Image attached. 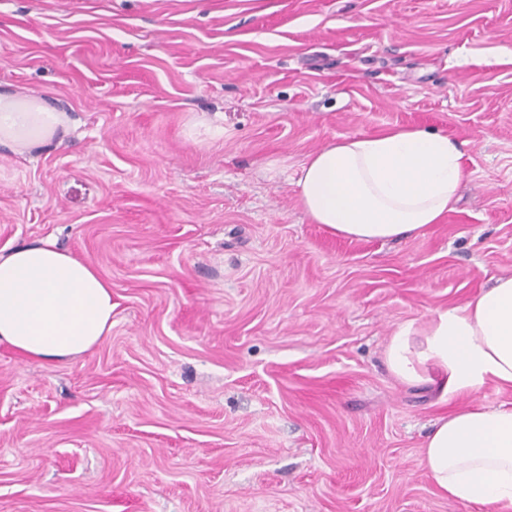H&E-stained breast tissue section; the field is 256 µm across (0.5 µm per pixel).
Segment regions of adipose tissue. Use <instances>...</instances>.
<instances>
[{
  "label": "adipose tissue",
  "instance_id": "ef3b65f1",
  "mask_svg": "<svg viewBox=\"0 0 512 512\" xmlns=\"http://www.w3.org/2000/svg\"><path fill=\"white\" fill-rule=\"evenodd\" d=\"M65 113L34 98L0 93V145L26 152L60 140ZM463 153L447 134L400 128L354 135L311 153L296 179L314 223L356 240L422 233L453 210ZM112 331V286L87 261L52 241L0 257V343L46 361L73 359ZM393 374L442 396L488 382L512 387V276L464 307L435 311L426 329L398 327L386 350ZM421 464L449 499L482 512H512V403L472 401L440 417Z\"/></svg>",
  "mask_w": 512,
  "mask_h": 512
}]
</instances>
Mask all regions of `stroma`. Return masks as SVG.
I'll use <instances>...</instances> for the list:
<instances>
[{"label":"stroma","mask_w":512,"mask_h":512,"mask_svg":"<svg viewBox=\"0 0 512 512\" xmlns=\"http://www.w3.org/2000/svg\"><path fill=\"white\" fill-rule=\"evenodd\" d=\"M0 92L70 122L0 146V255L50 239L112 286L88 352L0 344V512H474L420 463L463 398L385 353L512 276V0H0ZM403 126L459 142L455 210L313 223L306 157Z\"/></svg>","instance_id":"1"}]
</instances>
